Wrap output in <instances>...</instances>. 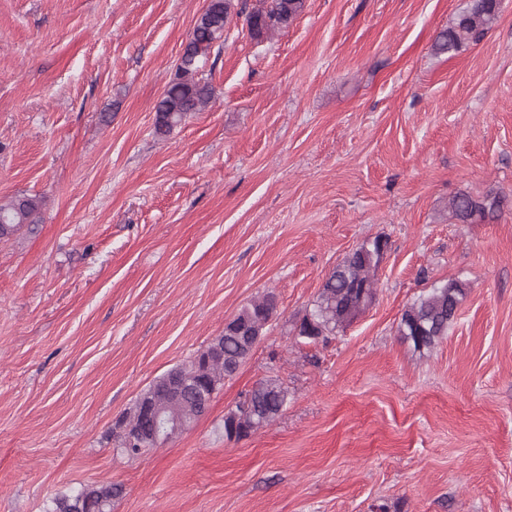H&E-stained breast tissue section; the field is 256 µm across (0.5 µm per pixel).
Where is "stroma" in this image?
<instances>
[{
  "label": "stroma",
  "instance_id": "35a3bbf8",
  "mask_svg": "<svg viewBox=\"0 0 512 512\" xmlns=\"http://www.w3.org/2000/svg\"><path fill=\"white\" fill-rule=\"evenodd\" d=\"M208 0H0V198L41 196L0 242V512L81 486L112 512H512V0L458 53L466 0H306L203 64L211 105L164 140L153 107ZM502 192L457 224L459 192ZM377 298L329 343L291 329L363 240ZM466 294L432 350L398 334L433 283ZM267 333L208 412L128 458L112 430L155 379L265 292ZM274 378L288 404L224 416ZM505 197L495 189L481 195L457 193L448 201L449 219L458 224H473L492 218L503 209ZM288 403V389L277 379L260 381L244 402L224 416V438L240 440L271 423ZM240 404H247L244 409Z\"/></svg>",
  "mask_w": 512,
  "mask_h": 512
}]
</instances>
